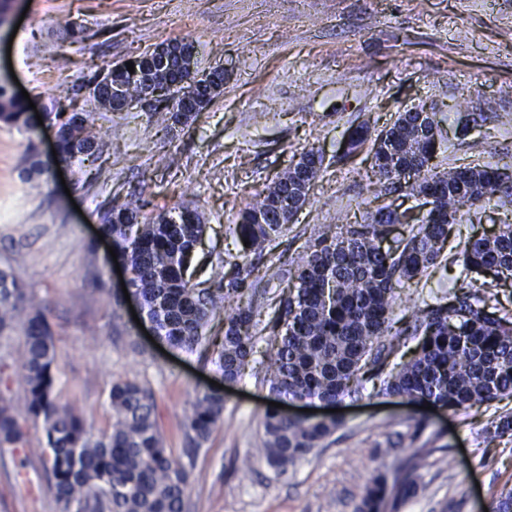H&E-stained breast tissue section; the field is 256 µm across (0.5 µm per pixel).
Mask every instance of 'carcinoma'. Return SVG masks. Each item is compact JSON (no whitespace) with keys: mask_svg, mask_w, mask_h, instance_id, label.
<instances>
[{"mask_svg":"<svg viewBox=\"0 0 512 512\" xmlns=\"http://www.w3.org/2000/svg\"><path fill=\"white\" fill-rule=\"evenodd\" d=\"M134 72L122 63L94 80L93 98L104 97L106 75L118 71L130 94L140 92V74L151 65V53L132 59ZM179 90L153 108L165 118H179ZM58 129V154L73 163L85 150L98 147L87 117L72 112L48 113ZM418 114L401 112L385 136L368 139L359 126L348 153L371 144L379 192L399 182V172L423 173L412 187L431 197L428 218L411 224L408 236L384 247L394 217H406L389 206L377 209L369 224H347L313 245L294 269L297 291L280 300L279 313L266 337L270 365L263 381L276 398L339 404L372 383L376 393L411 402H432L452 411L512 395V319L491 310L478 296L455 295L426 303L406 327L416 345L412 357L388 368L393 352L385 342L393 328L395 290L404 281L426 274L438 264L448 231L464 220V208L489 200L504 186L497 169L466 167L441 172L433 160L438 147L431 129L419 130ZM0 121L32 131L25 103L0 85ZM323 156L310 149L268 188L259 206L242 211L234 231L253 252L266 259L265 275L280 279L282 268L271 242L288 229L291 217L309 199L306 187L317 177ZM103 233L112 239L117 259L127 267V292L112 293L116 307L125 296L137 303L156 337L173 349L204 348L226 382L238 381L256 351L259 310L254 299L230 311L224 303L241 299L250 284V266L232 264L222 288L195 289L186 279L184 261L194 256L207 225L183 207L147 216L140 207L109 200L100 211ZM466 272L512 278V224L492 235L472 237L458 252ZM50 306L36 303L8 268H0V335L16 327L23 334L18 364L25 389L21 408L0 398V447L31 452L27 422L41 424L46 454V484L57 512H185L190 479L186 467L167 453L158 430L156 403L133 381L112 384V427L98 435L69 408L58 404L53 390L55 341L48 319ZM224 319V335H204L212 319ZM224 413V395L200 392L186 418L188 444L201 447ZM339 425L334 416L290 418L276 407L263 417L265 440L258 455L278 469L305 458ZM387 494L386 475L365 486L355 512H378Z\"/></svg>","mask_w":512,"mask_h":512,"instance_id":"obj_1","label":"carcinoma"}]
</instances>
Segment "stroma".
Returning <instances> with one entry per match:
<instances>
[{
  "instance_id": "obj_1",
  "label": "stroma",
  "mask_w": 512,
  "mask_h": 512,
  "mask_svg": "<svg viewBox=\"0 0 512 512\" xmlns=\"http://www.w3.org/2000/svg\"><path fill=\"white\" fill-rule=\"evenodd\" d=\"M181 39L193 43L199 72L224 71L223 95L188 123L158 124L148 108L111 112L94 100L87 84L97 73ZM0 84L27 91L41 114L74 99L101 144L83 162L38 175L27 151L53 163L54 128L40 125L31 137L0 122V267L51 304L56 399L98 433L112 425L113 382L152 392L164 445L191 472L186 512H354L374 475L407 476L409 451L397 442L410 435L427 465L415 493L389 487L380 512H484L512 489V432L494 431L512 416V395L452 412L366 389L345 398L336 432L287 471L262 459L243 470L242 458L264 441L270 393L261 349L225 392L207 441L188 451L186 415L215 368L199 351L162 353L130 308L115 309L121 279L97 235L99 206L113 197L149 212L193 210L207 231L190 283L212 287L240 249L228 225L311 148L323 163L309 204L279 240L283 263L326 225L369 223L378 207L425 215L408 187L375 197L368 152L336 160L351 129L380 131L413 105L436 114L441 169L512 174V0H11L0 25ZM508 223L512 195L472 207L440 265L399 287L396 320L460 285L512 316V281L454 261L468 236ZM21 336L0 337V395L18 403ZM0 512H56L44 457L22 465L0 448Z\"/></svg>"
}]
</instances>
